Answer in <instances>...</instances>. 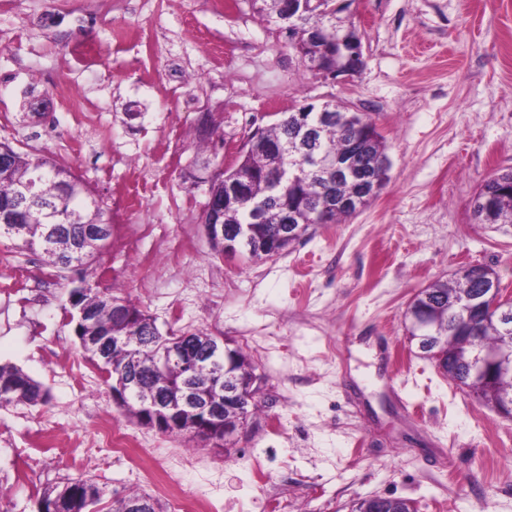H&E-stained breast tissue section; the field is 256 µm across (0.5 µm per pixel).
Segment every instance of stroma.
<instances>
[{"mask_svg": "<svg viewBox=\"0 0 512 512\" xmlns=\"http://www.w3.org/2000/svg\"><path fill=\"white\" fill-rule=\"evenodd\" d=\"M364 66L313 76L249 0H0V143L71 170L112 210L95 271L53 274L0 239V361L49 391L0 408V512H37L44 488L89 476L162 512H351L373 496L418 512H512V421L417 356L413 296L465 264L512 290V227L471 201L512 169V0H336ZM83 44L98 64L69 55ZM376 121L388 183L358 214L280 256L217 257L201 223L210 169L303 102ZM111 289L161 331L207 332L253 359L259 409L224 450L139 426L112 402L69 322L80 282ZM31 290L29 303L4 296ZM105 416L135 440L118 453ZM50 442L27 484L19 449ZM263 466L265 481L254 468Z\"/></svg>", "mask_w": 512, "mask_h": 512, "instance_id": "stroma-1", "label": "stroma"}]
</instances>
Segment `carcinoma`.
Segmentation results:
<instances>
[{
  "mask_svg": "<svg viewBox=\"0 0 512 512\" xmlns=\"http://www.w3.org/2000/svg\"><path fill=\"white\" fill-rule=\"evenodd\" d=\"M254 2L259 4L256 12L262 21L268 15L283 12L288 6V0ZM319 9L336 13L334 0H324L306 14L300 23L303 32L300 41L313 46L325 57L333 56L335 44L321 39L318 34L326 27V18L317 13ZM309 116L320 127L318 152L338 160L345 156L355 140L366 135L365 128L372 123L362 114L359 120L353 122L348 119V113L338 112L334 106L325 112H311ZM297 122V110L294 109L284 113L278 123L250 138L240 160L257 171L252 195L231 206L224 202V175H219L210 185L215 204L224 205L226 235L247 220L256 205L263 204L264 221L253 225L256 243L252 245L251 258L271 256L288 248L292 240H280L277 235L283 219L292 212L296 213L295 227L305 231L313 224H334L356 214L354 210L340 209L324 220L303 209L304 203L319 199L327 190L341 195L350 190L348 182L332 183L320 170L311 171L306 181L291 189L282 187L276 192L268 190L278 166L290 163L291 157H272L267 154L266 146L296 138L300 134ZM1 151L8 154V162L0 165V209L11 201L17 183L39 175L40 190L53 199L57 210L65 214L67 220L55 225V234L51 238L45 237L44 224L30 221L17 225L13 231L0 223V238L19 239L24 246L39 249L45 264L52 268L60 269L73 264L86 271L94 268L104 247L96 240H84L83 236L86 228L104 224L109 219L107 203L83 181L44 156L21 153L5 143H0ZM384 159V138L378 136L369 164L370 175L381 186L387 180V169L382 166ZM473 215L481 224L512 226V171L497 174L485 181L474 199ZM494 275L495 272L488 268L477 277L466 273L451 282L438 281L427 288L429 298H416L412 307L430 308L431 321L439 326L435 335L452 336L458 341L468 342V345L458 348L466 358L487 338L501 335V328L499 323L486 320L479 312L468 318L457 315L455 302L462 297L461 290L465 288L477 291L491 287ZM70 298L73 308L70 322L74 323V334L80 348L90 362L107 373L108 379L122 384L136 380L150 391L156 389L169 397L178 396L188 373L178 365L167 367L162 374H156L153 370L154 361L175 335L162 333L155 320L139 305L112 295L109 289L100 291L88 286L74 288ZM214 339L215 336L204 332L182 335L183 344L194 354L205 351V343ZM228 353L234 360V367L227 375L233 376L236 381L241 411L247 414L248 407L255 401L249 384L253 364L251 358L239 348H230ZM0 383L7 385L5 390H0L1 408L19 405L35 407L48 401L47 389L13 364L0 362ZM141 497L143 494L138 492L109 490L91 479L71 478L43 490L38 512H87L91 504L100 507V512H124L126 501ZM354 512H416V509L413 502L405 498L380 502L364 499L355 505Z\"/></svg>",
  "mask_w": 512,
  "mask_h": 512,
  "instance_id": "obj_1",
  "label": "carcinoma"
}]
</instances>
